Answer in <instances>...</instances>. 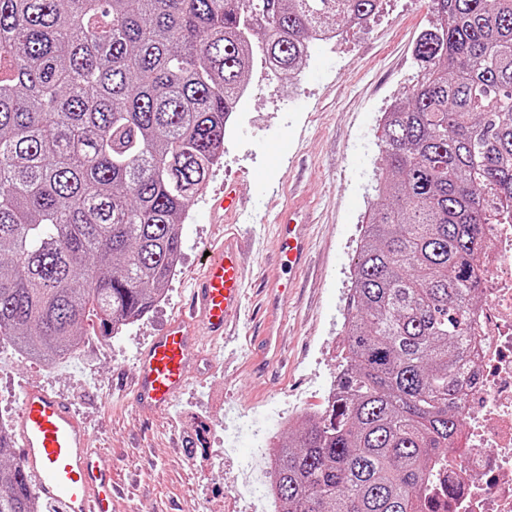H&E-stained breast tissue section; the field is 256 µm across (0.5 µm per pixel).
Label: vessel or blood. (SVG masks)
I'll return each mask as SVG.
<instances>
[{"mask_svg":"<svg viewBox=\"0 0 512 512\" xmlns=\"http://www.w3.org/2000/svg\"><path fill=\"white\" fill-rule=\"evenodd\" d=\"M298 202L286 203L275 216L274 252L282 272L265 281L262 346L254 360L265 366L281 358L280 336L291 287L290 276L309 258ZM243 239L225 237L206 258L193 284L185 313L154 337L133 371L132 393L140 409H167L188 383L187 368L199 339L223 335L240 308L244 288L240 255ZM13 439L34 494L59 512H114L112 473L101 466L100 449L90 447L89 430L71 404L47 388L30 383L19 389Z\"/></svg>","mask_w":512,"mask_h":512,"instance_id":"b4317fda","label":"vessel or blood"}]
</instances>
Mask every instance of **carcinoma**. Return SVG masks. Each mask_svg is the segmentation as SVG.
<instances>
[{
	"instance_id": "1",
	"label": "carcinoma",
	"mask_w": 512,
	"mask_h": 512,
	"mask_svg": "<svg viewBox=\"0 0 512 512\" xmlns=\"http://www.w3.org/2000/svg\"><path fill=\"white\" fill-rule=\"evenodd\" d=\"M384 112L327 408L282 445L283 512H424L454 448L487 224L512 210V0H432ZM382 0H0V337L66 358L159 300L254 52L298 78ZM0 428V512H37Z\"/></svg>"
}]
</instances>
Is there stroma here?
Segmentation results:
<instances>
[{
    "label": "stroma",
    "instance_id": "1",
    "mask_svg": "<svg viewBox=\"0 0 512 512\" xmlns=\"http://www.w3.org/2000/svg\"><path fill=\"white\" fill-rule=\"evenodd\" d=\"M434 19L430 0H384L363 30L310 42L308 65L293 81L253 57L248 94L226 129L221 165L189 207L181 263L164 297L118 334L88 331L81 354L54 363L27 361L0 343V413L16 418L22 381L70 402L112 470L119 512H263L265 455L288 434L281 418L322 411L336 380L356 250L383 164L380 119L420 75L415 44ZM230 183L250 205L232 227L212 210ZM281 186L309 206L311 224V260L288 302L287 366L252 367L257 324L244 319L236 335L201 348L168 411H144L120 396L141 351L179 316L205 247L220 245L231 228L248 240L244 309H255L263 277L279 271L268 219Z\"/></svg>",
    "mask_w": 512,
    "mask_h": 512
}]
</instances>
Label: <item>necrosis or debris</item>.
Wrapping results in <instances>:
<instances>
[{
	"instance_id": "4bbe7bcc",
	"label": "necrosis or debris",
	"mask_w": 512,
	"mask_h": 512,
	"mask_svg": "<svg viewBox=\"0 0 512 512\" xmlns=\"http://www.w3.org/2000/svg\"><path fill=\"white\" fill-rule=\"evenodd\" d=\"M479 281L467 338L478 367L460 405L465 449L430 484L433 512H512V224L487 225Z\"/></svg>"
}]
</instances>
